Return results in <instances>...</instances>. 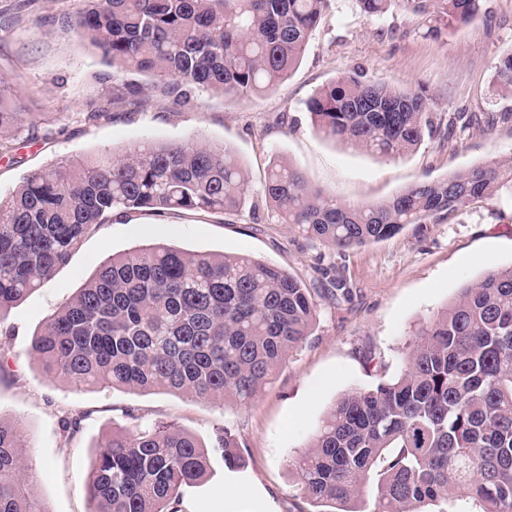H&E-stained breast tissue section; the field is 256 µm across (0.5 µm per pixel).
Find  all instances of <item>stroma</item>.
I'll return each instance as SVG.
<instances>
[{"instance_id": "1", "label": "stroma", "mask_w": 512, "mask_h": 512, "mask_svg": "<svg viewBox=\"0 0 512 512\" xmlns=\"http://www.w3.org/2000/svg\"><path fill=\"white\" fill-rule=\"evenodd\" d=\"M483 18L428 37L422 16L396 9L359 17L354 0H333L301 65L268 94L231 100L197 89L185 104L160 93L140 106H116L91 126L80 113L103 105L129 74L60 22L65 0H34L21 23L0 31V76L15 82L28 112L44 113L48 139L21 131L0 148V196L32 171L66 157L114 156L146 141L189 135L232 148L255 190L252 207L116 213L69 262L0 322V411L21 419L29 461L52 512H93L84 473L112 430L173 423L209 440L221 428L238 440L246 464L231 470L214 455L208 477L183 488L184 512H315L298 489L293 462L343 394L399 375L414 334L456 297L461 285L512 265V199L476 202L423 227L345 252L278 223L260 189L281 157L326 194L347 203L379 202L419 180L475 165L512 163V94L494 82L512 51V0H482ZM401 87L421 85L433 118L466 117L453 136L425 137L412 153L383 160L322 139L306 103L346 73ZM142 243L195 253H245L316 283L335 270L350 295L322 303L311 336L289 354L272 384L247 404L218 405L163 391L75 390L49 380L29 349L34 335L106 256ZM83 414L76 436L61 419Z\"/></svg>"}]
</instances>
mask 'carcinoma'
<instances>
[{
	"instance_id": "cac0c4a2",
	"label": "carcinoma",
	"mask_w": 512,
	"mask_h": 512,
	"mask_svg": "<svg viewBox=\"0 0 512 512\" xmlns=\"http://www.w3.org/2000/svg\"><path fill=\"white\" fill-rule=\"evenodd\" d=\"M0 10V30L27 3ZM62 21L112 67L148 77L82 114L94 125L112 106L137 105L145 88L176 101L199 89L229 99L272 91L301 62L331 0H81ZM481 0H356L366 19L404 5L428 16L427 33L466 25ZM512 93V51L496 66ZM0 77V141L35 112H18ZM316 131L381 159L414 151L432 132L421 87L346 74L317 91ZM278 223L336 250L363 247L477 201L512 196V165L473 166L418 181L389 199L351 205L278 159L262 186ZM251 185L234 151L195 138L147 141L116 158L67 159L36 170L0 197V321L65 265L114 212H237ZM288 271L247 254L188 252L159 244L110 255L35 334L45 374L77 390H160L224 405L256 399L311 335L320 300L338 303ZM20 421L0 412V512H52L37 491ZM214 453L244 465L230 431L210 444L173 425L112 431L86 475L94 512H182L180 490L203 480ZM300 493L331 512H512V266L494 268L415 334L401 373L339 398L294 462ZM376 479L373 506L351 507Z\"/></svg>"
}]
</instances>
